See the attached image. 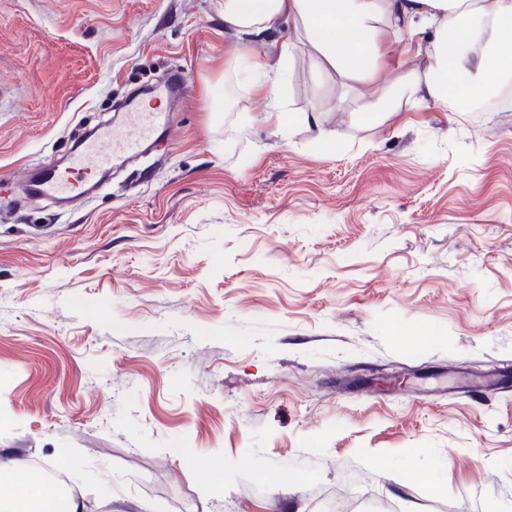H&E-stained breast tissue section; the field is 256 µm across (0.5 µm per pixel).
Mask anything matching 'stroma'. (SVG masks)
Listing matches in <instances>:
<instances>
[{
  "label": "stroma",
  "mask_w": 512,
  "mask_h": 512,
  "mask_svg": "<svg viewBox=\"0 0 512 512\" xmlns=\"http://www.w3.org/2000/svg\"><path fill=\"white\" fill-rule=\"evenodd\" d=\"M287 32L316 127L264 120L224 0H0V452L86 512H512V386L469 388L512 364V110L341 122ZM175 70L157 148L27 197Z\"/></svg>",
  "instance_id": "35a3bbf8"
}]
</instances>
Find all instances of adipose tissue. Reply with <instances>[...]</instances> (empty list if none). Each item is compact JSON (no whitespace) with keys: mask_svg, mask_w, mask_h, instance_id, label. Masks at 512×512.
Listing matches in <instances>:
<instances>
[{"mask_svg":"<svg viewBox=\"0 0 512 512\" xmlns=\"http://www.w3.org/2000/svg\"><path fill=\"white\" fill-rule=\"evenodd\" d=\"M289 42L306 41L321 70L358 103L349 122H385L400 105L420 108L477 99L512 76V0H224V26L261 39L278 20ZM254 91L267 120L286 127V56L257 63ZM76 494L35 478L29 464L0 454V512H84Z\"/></svg>","mask_w":512,"mask_h":512,"instance_id":"1","label":"adipose tissue"}]
</instances>
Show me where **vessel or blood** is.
Masks as SVG:
<instances>
[{
  "mask_svg": "<svg viewBox=\"0 0 512 512\" xmlns=\"http://www.w3.org/2000/svg\"><path fill=\"white\" fill-rule=\"evenodd\" d=\"M150 93L157 101L156 106L147 108L136 101L127 103L123 128H102L73 152L64 169L47 168L29 179L28 195L81 202L82 187L92 175L123 165L152 149L156 133L169 125L170 103L183 97L182 72H171L164 84L151 88Z\"/></svg>",
  "mask_w": 512,
  "mask_h": 512,
  "instance_id": "obj_1",
  "label": "vessel or blood"
}]
</instances>
